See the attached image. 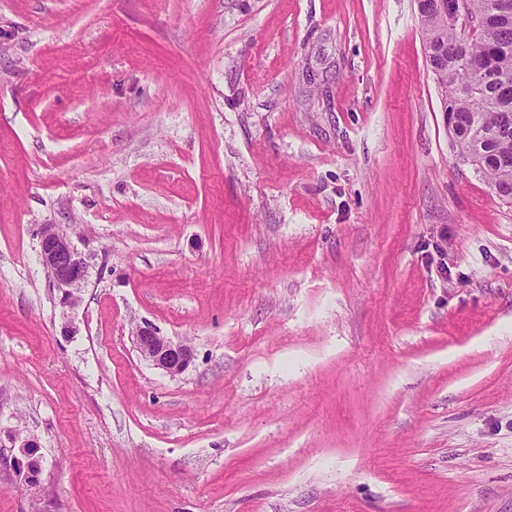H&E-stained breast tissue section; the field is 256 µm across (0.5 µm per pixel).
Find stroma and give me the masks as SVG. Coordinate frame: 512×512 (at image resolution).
Masks as SVG:
<instances>
[{
    "label": "stroma",
    "instance_id": "1",
    "mask_svg": "<svg viewBox=\"0 0 512 512\" xmlns=\"http://www.w3.org/2000/svg\"><path fill=\"white\" fill-rule=\"evenodd\" d=\"M0 512H512V204L416 0H0ZM38 253L53 285L61 293L60 305L74 308L79 302L77 293L89 277L85 257L67 233L54 224H45L41 228ZM135 345L142 357L172 375L183 372L193 359V351L188 344L174 343L151 326L137 329ZM39 448L38 442L35 438H25L20 441L19 453L21 457L14 456V466L20 472H24L25 483L29 490L36 489L39 486L36 475L33 473V466L38 467L37 451ZM25 459V461L23 460Z\"/></svg>",
    "mask_w": 512,
    "mask_h": 512
}]
</instances>
